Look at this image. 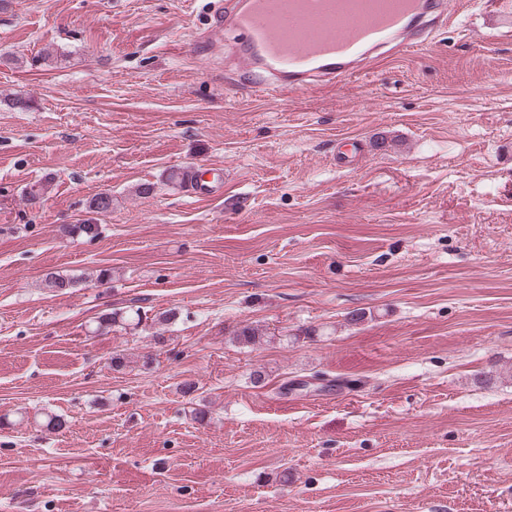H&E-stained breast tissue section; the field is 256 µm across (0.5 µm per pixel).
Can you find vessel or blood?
<instances>
[{
    "label": "vessel or blood",
    "mask_w": 512,
    "mask_h": 512,
    "mask_svg": "<svg viewBox=\"0 0 512 512\" xmlns=\"http://www.w3.org/2000/svg\"><path fill=\"white\" fill-rule=\"evenodd\" d=\"M380 2L372 14L338 28L333 18L347 0H232L228 11L215 14L204 46L233 32L237 74L256 75L259 92L272 95L366 74L372 61L413 51L457 14L451 0ZM189 186L203 198L223 189L220 177L202 179L194 167Z\"/></svg>",
    "instance_id": "1"
}]
</instances>
